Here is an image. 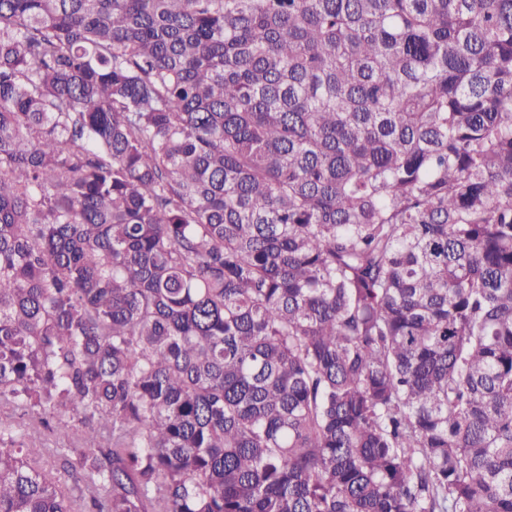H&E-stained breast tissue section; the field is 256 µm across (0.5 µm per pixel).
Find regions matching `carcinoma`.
I'll list each match as a JSON object with an SVG mask.
<instances>
[{
	"label": "carcinoma",
	"instance_id": "1",
	"mask_svg": "<svg viewBox=\"0 0 512 512\" xmlns=\"http://www.w3.org/2000/svg\"><path fill=\"white\" fill-rule=\"evenodd\" d=\"M0 512H512V0H0Z\"/></svg>",
	"mask_w": 512,
	"mask_h": 512
}]
</instances>
